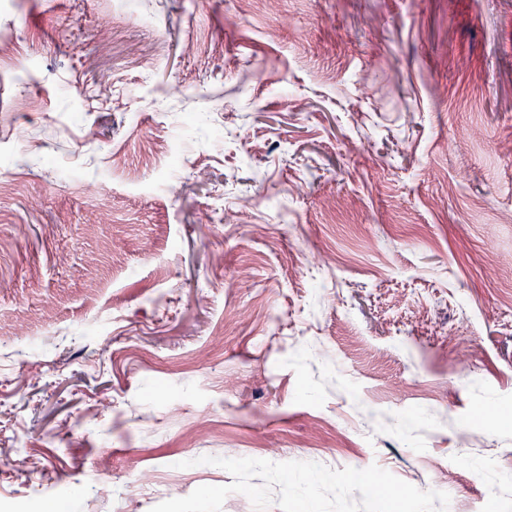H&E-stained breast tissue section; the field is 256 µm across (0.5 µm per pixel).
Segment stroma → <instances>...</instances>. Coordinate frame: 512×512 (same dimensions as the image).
I'll use <instances>...</instances> for the list:
<instances>
[{
  "mask_svg": "<svg viewBox=\"0 0 512 512\" xmlns=\"http://www.w3.org/2000/svg\"><path fill=\"white\" fill-rule=\"evenodd\" d=\"M207 456L512 512V0H0V498Z\"/></svg>",
  "mask_w": 512,
  "mask_h": 512,
  "instance_id": "obj_1",
  "label": "stroma"
}]
</instances>
